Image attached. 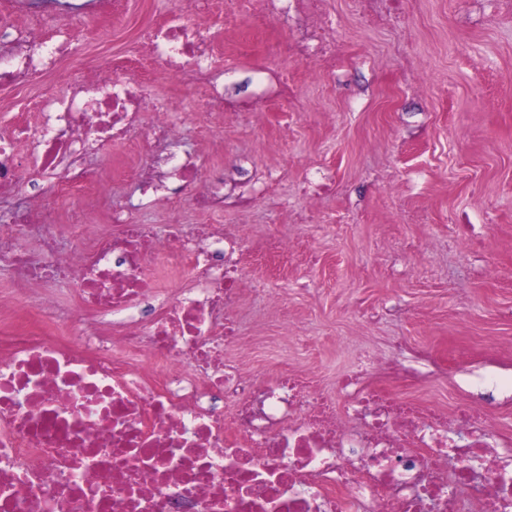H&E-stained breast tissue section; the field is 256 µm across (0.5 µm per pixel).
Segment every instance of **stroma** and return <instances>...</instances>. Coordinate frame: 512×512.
Masks as SVG:
<instances>
[{"label": "stroma", "instance_id": "obj_1", "mask_svg": "<svg viewBox=\"0 0 512 512\" xmlns=\"http://www.w3.org/2000/svg\"><path fill=\"white\" fill-rule=\"evenodd\" d=\"M173 0H124L119 30L87 31L90 51L138 52L139 29ZM339 45L318 73L270 43L296 39L293 21L239 18L224 42V224L243 247L239 333L246 375L319 372L326 393L370 352H422L425 378L405 388L444 410L488 402L512 443V0H406L401 23L365 25L385 0H324ZM185 112L194 144L205 89L151 76ZM267 111H253L257 102ZM318 165L330 191L310 196ZM287 234L284 262L255 244Z\"/></svg>", "mask_w": 512, "mask_h": 512}]
</instances>
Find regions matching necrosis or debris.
<instances>
[{
    "label": "necrosis or debris",
    "mask_w": 512,
    "mask_h": 512,
    "mask_svg": "<svg viewBox=\"0 0 512 512\" xmlns=\"http://www.w3.org/2000/svg\"><path fill=\"white\" fill-rule=\"evenodd\" d=\"M322 5L313 0L293 49L331 69ZM104 6L9 0L0 12V86L43 80L36 127L0 136V269L25 284L0 312L59 324L57 303L32 291L48 280L76 282L83 311L59 334H0V512H512V452L485 403L446 413L399 398L404 368L379 384L356 371L331 397L314 373L257 380L225 364L248 282L223 225L179 220L189 207L224 210L223 191L180 150L181 114L146 81L121 78L119 59L95 83L52 85L61 63L85 66L82 33ZM228 8L188 0L186 14L141 29V56L209 84L224 73L211 29ZM141 123L166 148L128 177L170 205L162 233L85 165L90 143ZM63 233L82 247L62 253ZM162 275L175 296H163Z\"/></svg>",
    "instance_id": "necrosis-or-debris-1"
}]
</instances>
